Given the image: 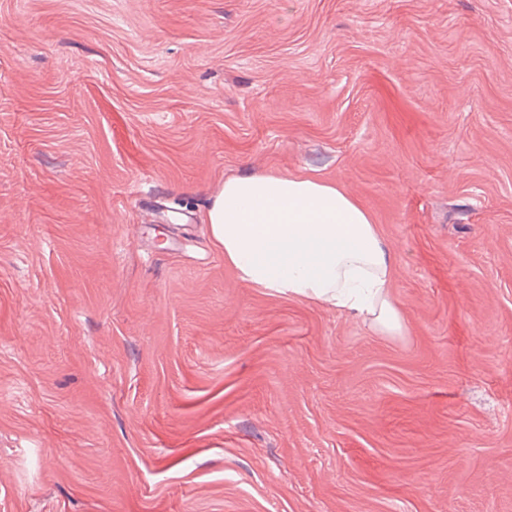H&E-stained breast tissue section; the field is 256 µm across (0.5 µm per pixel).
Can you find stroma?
Instances as JSON below:
<instances>
[{"label": "stroma", "mask_w": 512, "mask_h": 512, "mask_svg": "<svg viewBox=\"0 0 512 512\" xmlns=\"http://www.w3.org/2000/svg\"><path fill=\"white\" fill-rule=\"evenodd\" d=\"M250 172L400 333L235 277ZM0 512H512V0H0ZM202 220L248 287L334 308L384 333L401 329L390 252L369 212L336 183L303 174L228 177Z\"/></svg>", "instance_id": "1"}]
</instances>
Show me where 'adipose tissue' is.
<instances>
[{
	"instance_id": "obj_1",
	"label": "adipose tissue",
	"mask_w": 512,
	"mask_h": 512,
	"mask_svg": "<svg viewBox=\"0 0 512 512\" xmlns=\"http://www.w3.org/2000/svg\"><path fill=\"white\" fill-rule=\"evenodd\" d=\"M202 220L248 287L400 330L390 252L369 212L339 185L303 174L229 177Z\"/></svg>"
}]
</instances>
